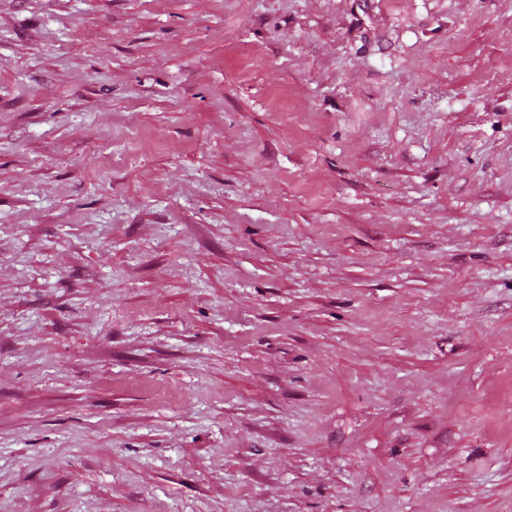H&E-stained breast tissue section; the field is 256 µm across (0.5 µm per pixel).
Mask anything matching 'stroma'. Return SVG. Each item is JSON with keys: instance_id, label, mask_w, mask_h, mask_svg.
<instances>
[{"instance_id": "35a3bbf8", "label": "stroma", "mask_w": 512, "mask_h": 512, "mask_svg": "<svg viewBox=\"0 0 512 512\" xmlns=\"http://www.w3.org/2000/svg\"><path fill=\"white\" fill-rule=\"evenodd\" d=\"M0 512H512V0H0Z\"/></svg>"}]
</instances>
